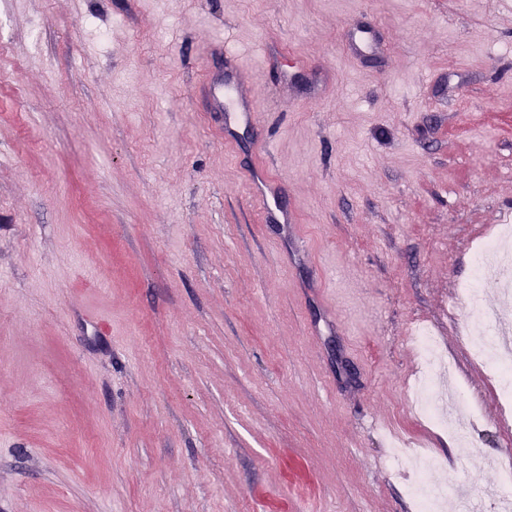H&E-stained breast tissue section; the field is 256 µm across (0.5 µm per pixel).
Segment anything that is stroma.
I'll return each instance as SVG.
<instances>
[{"label": "stroma", "instance_id": "35a3bbf8", "mask_svg": "<svg viewBox=\"0 0 512 512\" xmlns=\"http://www.w3.org/2000/svg\"><path fill=\"white\" fill-rule=\"evenodd\" d=\"M503 224L512 0H0V512H419L396 438L492 512L512 420L459 291ZM421 327L476 452L410 409ZM243 70L237 66L235 71L224 73V83H217L211 87V94L216 103L224 105V140L228 145L236 142L233 125L243 118L247 121L254 119L257 108L253 100L244 97L240 93V80ZM249 186L254 202L266 218L275 217L273 206L276 201V178L264 167H254L248 176Z\"/></svg>", "mask_w": 512, "mask_h": 512}]
</instances>
